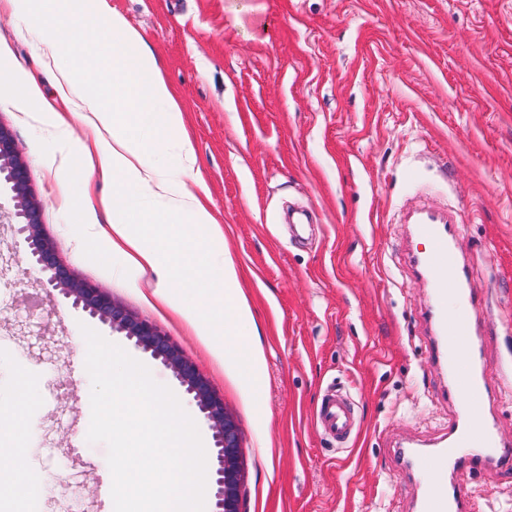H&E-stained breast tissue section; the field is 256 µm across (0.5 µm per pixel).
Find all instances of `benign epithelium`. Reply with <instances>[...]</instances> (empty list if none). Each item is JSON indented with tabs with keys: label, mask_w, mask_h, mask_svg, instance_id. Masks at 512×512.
I'll return each mask as SVG.
<instances>
[{
	"label": "benign epithelium",
	"mask_w": 512,
	"mask_h": 512,
	"mask_svg": "<svg viewBox=\"0 0 512 512\" xmlns=\"http://www.w3.org/2000/svg\"><path fill=\"white\" fill-rule=\"evenodd\" d=\"M0 180L15 193L11 223L27 244L33 263L46 273V285L60 291L89 316L124 334L150 356L169 368L191 397L202 419L213 431L216 485L215 512H245L242 491L240 428L224 400L211 388L195 363L179 346L146 319L134 316L103 287L77 281L56 256L44 234L38 203L29 194L30 172L12 135L0 126Z\"/></svg>",
	"instance_id": "benign-epithelium-1"
}]
</instances>
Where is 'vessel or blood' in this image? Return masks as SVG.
Listing matches in <instances>:
<instances>
[{
	"instance_id": "b4317fda",
	"label": "vessel or blood",
	"mask_w": 512,
	"mask_h": 512,
	"mask_svg": "<svg viewBox=\"0 0 512 512\" xmlns=\"http://www.w3.org/2000/svg\"><path fill=\"white\" fill-rule=\"evenodd\" d=\"M415 231L430 243L429 250L413 254L411 262L433 289L435 307L430 319L443 352L449 356L450 385L467 396L472 405L451 424L447 438L434 451L432 459L438 475L424 481L418 512H470L469 493L463 486L449 483V470L512 469V444L500 438L494 419L486 414L491 389L473 340L479 319L488 314L489 308L460 262L454 225L427 215L419 219ZM317 419L323 430L340 442L349 439L356 425L350 403L337 394L322 403Z\"/></svg>"
}]
</instances>
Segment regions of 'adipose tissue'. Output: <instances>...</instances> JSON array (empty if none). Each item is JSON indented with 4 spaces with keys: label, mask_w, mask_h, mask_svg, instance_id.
Masks as SVG:
<instances>
[{
    "label": "adipose tissue",
    "mask_w": 512,
    "mask_h": 512,
    "mask_svg": "<svg viewBox=\"0 0 512 512\" xmlns=\"http://www.w3.org/2000/svg\"><path fill=\"white\" fill-rule=\"evenodd\" d=\"M59 0H6L13 15L27 20L46 64L57 68L58 89L69 107L57 119L54 136L68 142L75 129L89 137L79 146L76 159L61 163L43 158L44 167L74 174L96 170L112 182L111 198L87 204L82 215V238H101L107 253L119 256L122 267L151 271L154 297L179 313L197 335L207 337L233 360L243 382L255 386L261 356L253 346L227 341L228 333L250 326L246 300L237 291L238 275L232 259L220 251L191 255L183 247L201 232L222 236L223 230L205 206L187 176L196 168L189 137L171 140L168 132L182 127L180 104L165 81L152 49L119 14L97 6L84 16L60 17ZM112 35L107 50L112 58V101L104 103L72 78L61 58L68 52L94 48L92 29ZM31 381L23 374L13 380L6 438L0 439V497L37 499L44 485L23 480L15 460L25 450L31 430L23 416L36 402Z\"/></svg>",
    "instance_id": "obj_1"
}]
</instances>
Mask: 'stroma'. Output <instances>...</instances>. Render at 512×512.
<instances>
[{"instance_id":"1","label":"stroma","mask_w":512,"mask_h":512,"mask_svg":"<svg viewBox=\"0 0 512 512\" xmlns=\"http://www.w3.org/2000/svg\"><path fill=\"white\" fill-rule=\"evenodd\" d=\"M154 50L183 109L224 229L197 246L238 271L264 362L258 392L189 324L154 300L152 272L121 274L102 242L76 251L82 177L61 205L40 160L61 153L40 104L13 98L22 72L57 101L26 24L0 10V124L31 170L59 259L165 332L238 421L246 512H414L420 486L398 450L430 448L460 401L427 318L431 288L401 218L451 212L461 260L491 310L478 345L491 414L512 442V0H106ZM13 225L0 223V403L16 373L38 392L16 467L47 489L0 512H113L105 443L86 441L91 379L73 345L90 327L149 366L189 415L171 370L46 292ZM337 389L357 420L336 442L316 422ZM474 512H512V483L453 473Z\"/></svg>"}]
</instances>
